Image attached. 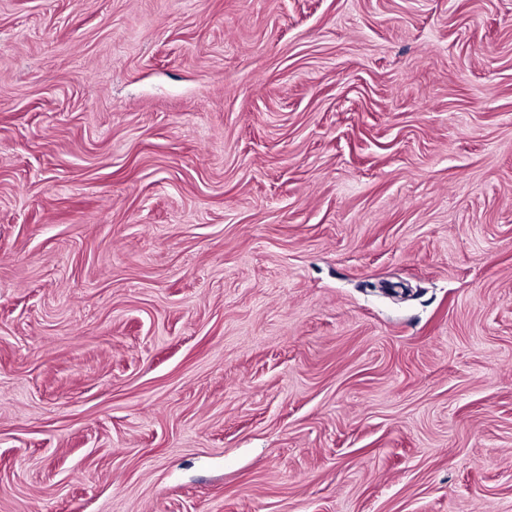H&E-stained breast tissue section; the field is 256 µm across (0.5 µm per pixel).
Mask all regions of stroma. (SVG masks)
<instances>
[{"instance_id":"1","label":"stroma","mask_w":512,"mask_h":512,"mask_svg":"<svg viewBox=\"0 0 512 512\" xmlns=\"http://www.w3.org/2000/svg\"><path fill=\"white\" fill-rule=\"evenodd\" d=\"M0 512H512V0H0Z\"/></svg>"}]
</instances>
